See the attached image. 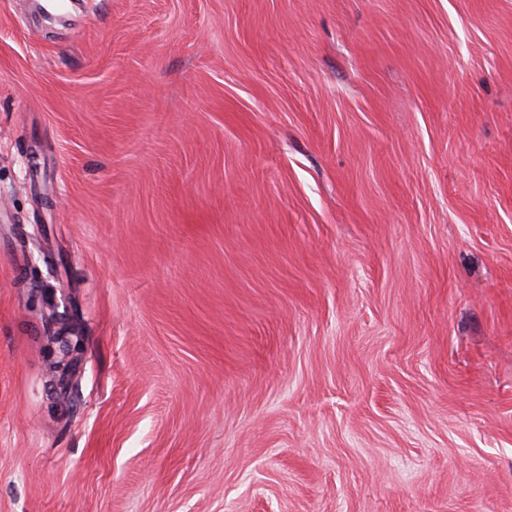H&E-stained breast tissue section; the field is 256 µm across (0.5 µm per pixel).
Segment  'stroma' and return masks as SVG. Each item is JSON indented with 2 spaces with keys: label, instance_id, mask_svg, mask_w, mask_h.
<instances>
[{
  "label": "stroma",
  "instance_id": "35a3bbf8",
  "mask_svg": "<svg viewBox=\"0 0 512 512\" xmlns=\"http://www.w3.org/2000/svg\"><path fill=\"white\" fill-rule=\"evenodd\" d=\"M0 512H512V0H0ZM49 351L55 358L54 369L58 373V379L52 386V398L56 402H65L68 399V377L76 365L75 354L82 346L81 336H74L67 328H61L52 336H49Z\"/></svg>",
  "mask_w": 512,
  "mask_h": 512
}]
</instances>
